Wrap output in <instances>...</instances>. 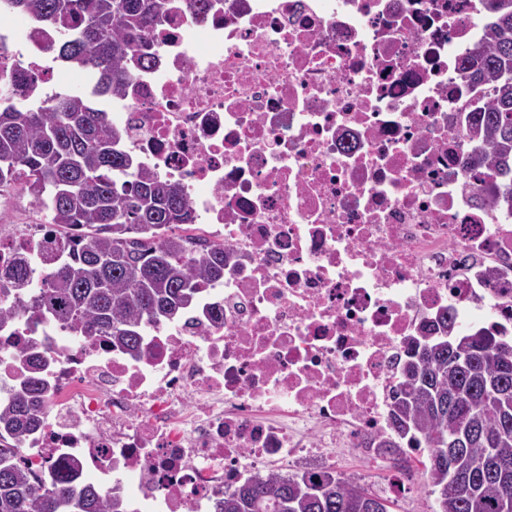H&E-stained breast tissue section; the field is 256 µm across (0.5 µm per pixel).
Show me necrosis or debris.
<instances>
[{
    "label": "necrosis or debris",
    "mask_w": 512,
    "mask_h": 512,
    "mask_svg": "<svg viewBox=\"0 0 512 512\" xmlns=\"http://www.w3.org/2000/svg\"><path fill=\"white\" fill-rule=\"evenodd\" d=\"M169 0L156 60L112 98L126 151L184 186L191 237L224 247L140 356L54 321L0 329V397L40 363L22 453L75 464L137 512H216L256 474L321 471L336 449L387 469L407 341L442 318L512 335V212L483 187L458 68L486 48L482 0ZM35 23L0 27V79L49 101ZM0 226V270L43 259ZM397 440V449L387 448Z\"/></svg>",
    "instance_id": "4bbe7bcc"
}]
</instances>
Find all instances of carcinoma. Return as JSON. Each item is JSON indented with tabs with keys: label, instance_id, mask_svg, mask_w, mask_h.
<instances>
[{
	"label": "carcinoma",
	"instance_id": "cac0c4a2",
	"mask_svg": "<svg viewBox=\"0 0 512 512\" xmlns=\"http://www.w3.org/2000/svg\"><path fill=\"white\" fill-rule=\"evenodd\" d=\"M52 28L46 50L88 72V94L17 106L0 98V190L21 186L66 240L35 274L19 259L0 276V328L18 312L48 315L87 338L107 336L131 355L145 329L176 316L196 280L224 278V246L191 249L175 232L191 222L184 187L153 176L119 146L99 98L120 91L150 55L146 33L161 0H8ZM489 46L468 53L461 75L475 93V132L491 149L495 197L512 209V0H483ZM489 103H482L484 93ZM408 350L391 416L402 438L421 439L436 512H512V344L484 330L424 336ZM32 377L0 400V512H127L118 495L77 481L72 464L54 479L32 472L19 439L38 425ZM390 501L334 471L257 475L224 492L220 512H390Z\"/></svg>",
	"mask_w": 512,
	"mask_h": 512
}]
</instances>
